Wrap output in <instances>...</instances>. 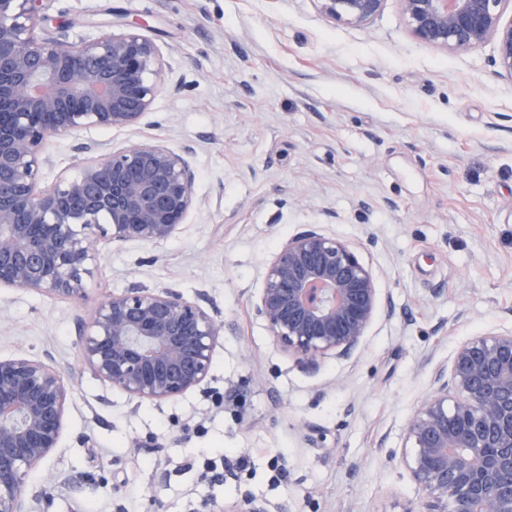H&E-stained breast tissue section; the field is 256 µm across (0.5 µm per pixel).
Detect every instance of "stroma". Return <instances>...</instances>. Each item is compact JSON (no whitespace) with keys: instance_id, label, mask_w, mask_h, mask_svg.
<instances>
[{"instance_id":"stroma-1","label":"stroma","mask_w":512,"mask_h":512,"mask_svg":"<svg viewBox=\"0 0 512 512\" xmlns=\"http://www.w3.org/2000/svg\"><path fill=\"white\" fill-rule=\"evenodd\" d=\"M46 26L94 38L136 19L161 78L139 124L49 140L41 184L75 175L81 142L191 150L200 202L167 241L99 244L89 295L0 288V356H50L73 398L60 446L33 482L44 512H197L253 498L264 512H419L406 427L466 339L512 329V80L491 44L417 43L399 0L369 24L324 18L316 0H44ZM349 242L392 311L349 360L300 370L250 306L283 239L308 226ZM133 285L201 298L224 322L210 379L134 405L81 367L78 323ZM245 454L203 483L199 449Z\"/></svg>"}]
</instances>
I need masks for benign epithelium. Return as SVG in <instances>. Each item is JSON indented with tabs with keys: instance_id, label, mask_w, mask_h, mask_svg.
Wrapping results in <instances>:
<instances>
[{
	"instance_id": "benign-epithelium-1",
	"label": "benign epithelium",
	"mask_w": 512,
	"mask_h": 512,
	"mask_svg": "<svg viewBox=\"0 0 512 512\" xmlns=\"http://www.w3.org/2000/svg\"><path fill=\"white\" fill-rule=\"evenodd\" d=\"M42 0H0V288L83 300L99 242H160L196 207L189 151L134 143L40 186L51 137L125 128L163 89L156 44L137 21L69 41L37 33ZM328 20L362 25L384 0H316ZM412 37L452 53L485 43L512 80V0H399ZM381 303L351 246L311 228L283 240L251 301L273 341L305 370L349 359ZM224 321L171 288L106 295L79 328L81 365L141 404L175 401L209 379ZM406 429L420 512H512V330L462 342ZM72 392L49 357H0V512H41L30 474L59 447Z\"/></svg>"
}]
</instances>
